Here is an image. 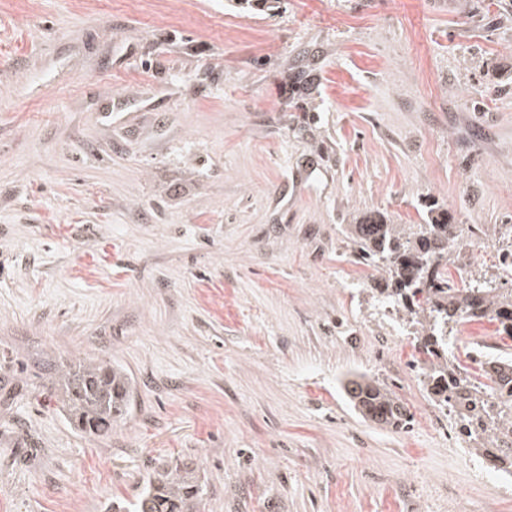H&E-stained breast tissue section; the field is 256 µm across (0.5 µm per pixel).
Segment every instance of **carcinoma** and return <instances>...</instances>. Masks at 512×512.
<instances>
[{
    "mask_svg": "<svg viewBox=\"0 0 512 512\" xmlns=\"http://www.w3.org/2000/svg\"><path fill=\"white\" fill-rule=\"evenodd\" d=\"M445 212L430 224H387L381 215L364 216L353 225L362 257L381 268L390 288L382 301L402 307L403 320L418 327L426 359L420 376L432 400L449 410L459 433L474 450L493 459L497 470L512 474V391L477 383L460 367L448 343L469 320L499 319V332L512 337V288L495 279H473L455 288L442 270L448 241L457 240V225ZM485 375L512 373V359L491 354L480 361ZM58 401L71 423L89 437H104L128 410L130 381L119 367L85 360L56 371ZM344 391L361 415L380 426L400 428L409 414L385 384L353 376ZM202 484L196 469L178 463L153 471L129 507L113 504L109 512H198Z\"/></svg>",
    "mask_w": 512,
    "mask_h": 512,
    "instance_id": "carcinoma-1",
    "label": "carcinoma"
}]
</instances>
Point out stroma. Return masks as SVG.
Masks as SVG:
<instances>
[{
	"mask_svg": "<svg viewBox=\"0 0 512 512\" xmlns=\"http://www.w3.org/2000/svg\"><path fill=\"white\" fill-rule=\"evenodd\" d=\"M434 209L498 275L512 0H0V512H106L171 462L200 512H512L351 238ZM84 359L133 381L105 437L55 397ZM344 391L361 415L380 426L404 427L409 414L399 398L385 384L353 375Z\"/></svg>",
	"mask_w": 512,
	"mask_h": 512,
	"instance_id": "35a3bbf8",
	"label": "stroma"
}]
</instances>
